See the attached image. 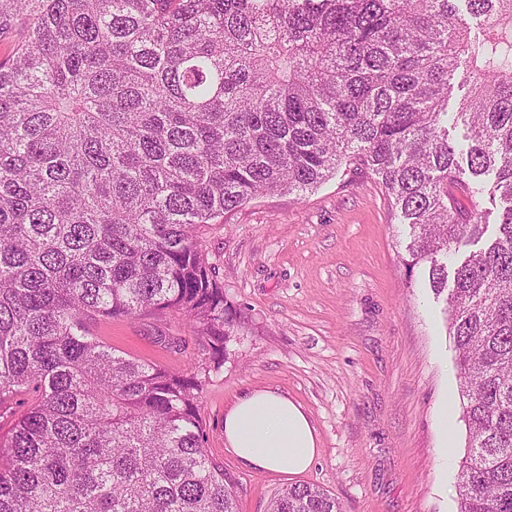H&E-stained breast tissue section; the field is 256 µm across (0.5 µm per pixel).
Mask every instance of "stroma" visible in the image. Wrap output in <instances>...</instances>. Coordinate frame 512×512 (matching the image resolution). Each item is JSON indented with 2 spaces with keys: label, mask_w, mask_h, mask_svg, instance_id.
Segmentation results:
<instances>
[{
  "label": "stroma",
  "mask_w": 512,
  "mask_h": 512,
  "mask_svg": "<svg viewBox=\"0 0 512 512\" xmlns=\"http://www.w3.org/2000/svg\"><path fill=\"white\" fill-rule=\"evenodd\" d=\"M410 228L364 166L303 195L258 197L198 225L203 254L236 312L223 366L200 399L210 456L237 482L240 512L318 485L343 512H457L468 445L444 298L403 266ZM91 333L173 371L209 364L173 313L94 319ZM272 388L301 403L320 452L301 474L258 470L224 445L236 396ZM448 427L440 429V412Z\"/></svg>",
  "instance_id": "obj_1"
}]
</instances>
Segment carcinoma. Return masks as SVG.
I'll use <instances>...</instances> for the list:
<instances>
[{
	"mask_svg": "<svg viewBox=\"0 0 512 512\" xmlns=\"http://www.w3.org/2000/svg\"><path fill=\"white\" fill-rule=\"evenodd\" d=\"M0 0V512H238L205 448L210 369L129 358L95 318L172 312L224 364L234 318L194 234L268 193L370 169L446 294L458 512H512V0ZM466 142L448 139L460 63ZM495 238L459 197L487 181ZM267 512H342L314 484ZM34 393H22L0 406V441L6 438L13 424L30 408L35 401Z\"/></svg>",
	"mask_w": 512,
	"mask_h": 512,
	"instance_id": "cac0c4a2",
	"label": "carcinoma"
}]
</instances>
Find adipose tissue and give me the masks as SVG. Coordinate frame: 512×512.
I'll list each match as a JSON object with an SVG mask.
<instances>
[{
  "label": "adipose tissue",
  "instance_id": "1",
  "mask_svg": "<svg viewBox=\"0 0 512 512\" xmlns=\"http://www.w3.org/2000/svg\"><path fill=\"white\" fill-rule=\"evenodd\" d=\"M224 444L247 466L291 474L306 471L319 453L303 406L270 388L235 398L224 413Z\"/></svg>",
  "mask_w": 512,
  "mask_h": 512
}]
</instances>
